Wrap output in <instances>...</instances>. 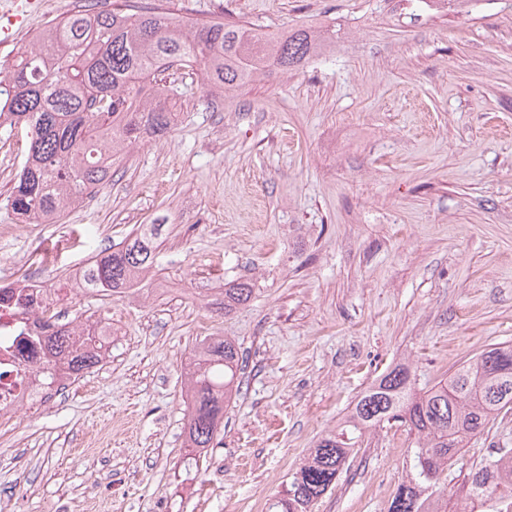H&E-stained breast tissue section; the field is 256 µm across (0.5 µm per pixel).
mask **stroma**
Here are the masks:
<instances>
[{
	"instance_id": "1",
	"label": "stroma",
	"mask_w": 512,
	"mask_h": 512,
	"mask_svg": "<svg viewBox=\"0 0 512 512\" xmlns=\"http://www.w3.org/2000/svg\"><path fill=\"white\" fill-rule=\"evenodd\" d=\"M83 0H48L0 73ZM186 22L336 29L297 70L218 91L183 69L179 117L129 144L112 180L56 224L0 237V284L66 288L69 318L112 325V353L55 409L0 431L14 512H268L311 448L387 370L420 386L512 345V0H111ZM29 144L0 128V227ZM162 225L127 293L68 290L74 270L138 225ZM251 300L215 304L225 281ZM245 360L212 447L185 445L186 375L203 338ZM411 439L367 431L312 512H388ZM497 417L448 468L447 492L492 449Z\"/></svg>"
}]
</instances>
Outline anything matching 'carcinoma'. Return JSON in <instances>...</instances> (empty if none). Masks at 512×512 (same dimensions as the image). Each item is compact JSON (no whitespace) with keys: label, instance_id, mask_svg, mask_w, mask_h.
<instances>
[{"label":"carcinoma","instance_id":"1","mask_svg":"<svg viewBox=\"0 0 512 512\" xmlns=\"http://www.w3.org/2000/svg\"><path fill=\"white\" fill-rule=\"evenodd\" d=\"M331 28H291L273 37L236 22L183 20L134 9L76 12L44 29L9 75L0 78V124L30 134L24 164L8 204L29 224H56L65 210L112 180L114 156L125 143L166 135L177 114L168 102L166 72L191 68L205 85L239 87L263 71H291L334 42ZM161 225L142 224L122 246L92 257L86 288L123 293L138 284L155 258ZM252 284L230 280L219 289L228 311L247 303ZM0 307L32 313L31 300L12 285L0 286ZM43 363L39 381L51 387L102 361L106 328H80L55 315L39 318ZM242 357L237 346L211 338L203 343L189 379L191 411L186 447L210 448L224 404L238 391ZM512 411V345L494 344L448 378L416 388L409 368L384 373L357 401L336 433L323 438L294 473L286 495L271 512H311L336 483L364 429L399 422L414 437L408 481L389 512H512V448L470 471L448 506L442 476L490 420Z\"/></svg>","mask_w":512,"mask_h":512}]
</instances>
